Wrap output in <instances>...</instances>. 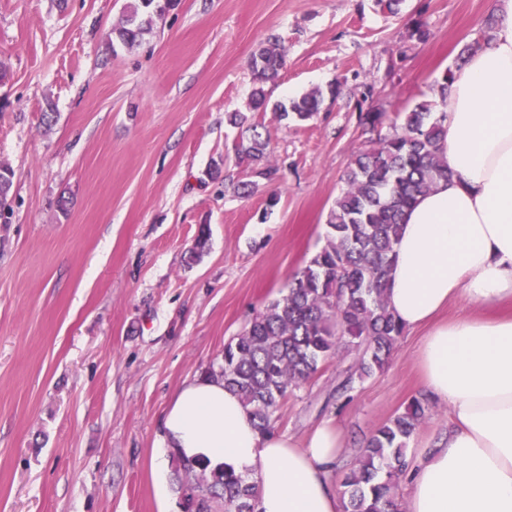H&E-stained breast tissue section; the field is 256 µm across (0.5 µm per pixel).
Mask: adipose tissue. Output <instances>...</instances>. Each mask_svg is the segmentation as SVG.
I'll list each match as a JSON object with an SVG mask.
<instances>
[{
    "label": "adipose tissue",
    "mask_w": 512,
    "mask_h": 512,
    "mask_svg": "<svg viewBox=\"0 0 512 512\" xmlns=\"http://www.w3.org/2000/svg\"><path fill=\"white\" fill-rule=\"evenodd\" d=\"M494 36L456 75L443 146L452 171L405 213L385 285L390 310L425 329L417 362L448 428L411 461L404 512H512V0H488ZM467 309L441 322L451 301ZM165 450L247 476L260 512H342L343 455L326 421L305 438L263 434L223 381L196 378L162 422Z\"/></svg>",
    "instance_id": "ef3b65f1"
}]
</instances>
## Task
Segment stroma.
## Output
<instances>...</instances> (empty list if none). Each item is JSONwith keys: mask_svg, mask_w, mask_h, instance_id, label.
Instances as JSON below:
<instances>
[{"mask_svg": "<svg viewBox=\"0 0 512 512\" xmlns=\"http://www.w3.org/2000/svg\"><path fill=\"white\" fill-rule=\"evenodd\" d=\"M126 3L0 0V163L14 172L0 213V512H181L174 483L152 475L175 391L323 246L359 113L437 102L492 17L487 0H405L395 16L375 0H179L138 46L109 48ZM272 34L286 55L272 100L338 79L375 93L305 123L257 113L280 171L244 197L224 115L245 106L251 56ZM203 226L208 252L188 264ZM422 336L404 331L341 399L357 354L325 361L276 432L334 420L350 467L423 393Z\"/></svg>", "mask_w": 512, "mask_h": 512, "instance_id": "35a3bbf8", "label": "stroma"}]
</instances>
